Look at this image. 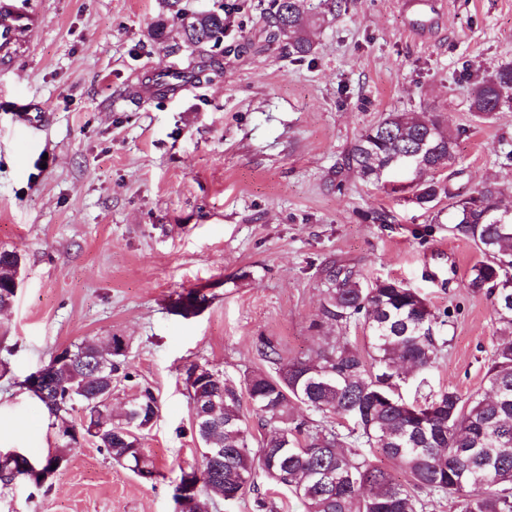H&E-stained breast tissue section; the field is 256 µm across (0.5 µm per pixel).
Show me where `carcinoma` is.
<instances>
[{"mask_svg":"<svg viewBox=\"0 0 512 512\" xmlns=\"http://www.w3.org/2000/svg\"><path fill=\"white\" fill-rule=\"evenodd\" d=\"M315 23L307 0H272L269 38L285 42L288 54L312 53L309 30ZM177 35L191 56L208 57L211 44L224 36V15L199 18ZM222 76L223 66L214 59L160 73L162 79L185 83ZM505 106L512 108V63L486 70L470 91V109L480 119ZM457 140L437 118L390 112L358 137L345 161L365 180L381 183L392 172L388 163L393 157L420 153L418 175L408 184L412 201L429 210L448 200L452 234L472 242L480 253L469 270L468 286L492 298L501 330L510 336L497 345L487 368L489 394L465 399L450 386L421 402L406 400L403 386L410 380L419 388L426 385L447 344L443 330L448 314L436 312L401 281L365 284L349 271H333L312 328L343 331L361 321L365 348L338 336L311 357L288 359L265 338L259 351L274 372L253 371L239 385L207 365L187 369V377L194 378L188 389L190 405L217 403L206 418L192 413L202 443L200 466L208 477L196 489L190 479L195 467L180 469L177 498L187 512H213L216 502L241 498L258 468L271 484L301 499L306 512H426L437 498L452 501L458 512H512V287H506L509 279L502 272V264L512 262V201L492 183L461 195L435 177L455 160ZM20 267L16 252L0 249V310L15 300L13 282ZM206 304V295L190 291L179 298V313L195 316ZM112 342L111 372L123 373L125 346L119 336ZM97 352V342L85 339L61 351L65 363L57 371L45 374L39 369L23 381L26 386L41 378L40 389L32 393L55 417L82 405L86 417L96 418L97 431L78 428L25 472L28 459L23 455L0 454V485L7 487L19 477L43 484L45 474L55 472L52 465L65 458L80 435L93 438L113 463L140 480L156 479L140 432L159 409L157 396L148 388L141 390L130 401L125 419L112 421L98 397L111 390L110 382L87 379ZM244 397L265 430L255 452L241 413ZM298 407L338 424L315 425L295 414ZM380 457L398 464L405 478L399 480L379 466Z\"/></svg>","mask_w":512,"mask_h":512,"instance_id":"cac0c4a2","label":"carcinoma"}]
</instances>
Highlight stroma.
I'll return each instance as SVG.
<instances>
[{
	"label": "stroma",
	"instance_id": "stroma-1",
	"mask_svg": "<svg viewBox=\"0 0 512 512\" xmlns=\"http://www.w3.org/2000/svg\"><path fill=\"white\" fill-rule=\"evenodd\" d=\"M445 2L419 37L402 0H348L333 15L308 0L325 20L299 60L266 40L272 0H181L223 8L224 75L138 98L152 74L189 61L177 36H152L171 19L165 0H13L45 22L19 63H0V248L22 260L0 313V452L38 462L56 448L57 420L22 382L86 338L127 344L132 378L113 376L114 411L148 387L160 412L142 434L154 481L83 439L42 486H0V512H178L180 470L200 460L187 368L240 381L268 369L264 337L286 357L312 355L334 266L402 280L448 311L428 387L486 392L502 336L490 299L467 285L474 244L450 233L449 211L412 203L403 175L379 186L345 165L385 114L418 112L458 136L439 174L452 192L493 183L512 196V109L488 121L470 110L476 77L512 63V0ZM192 289L208 304L185 318L176 302ZM262 500L304 512L260 473L214 512H262Z\"/></svg>",
	"mask_w": 512,
	"mask_h": 512
}]
</instances>
